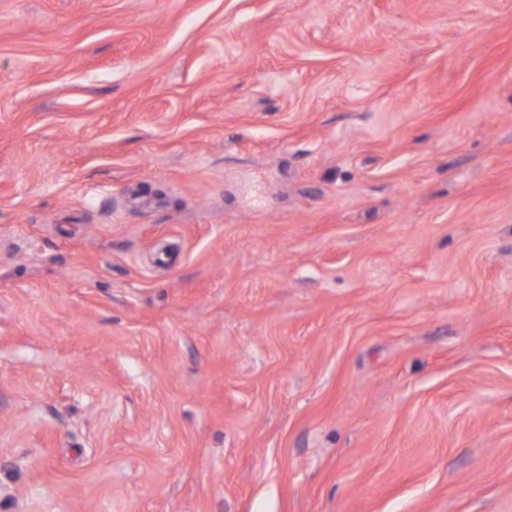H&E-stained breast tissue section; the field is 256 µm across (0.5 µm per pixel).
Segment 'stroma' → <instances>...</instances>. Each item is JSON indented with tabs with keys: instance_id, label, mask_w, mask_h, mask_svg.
Masks as SVG:
<instances>
[{
	"instance_id": "35a3bbf8",
	"label": "stroma",
	"mask_w": 512,
	"mask_h": 512,
	"mask_svg": "<svg viewBox=\"0 0 512 512\" xmlns=\"http://www.w3.org/2000/svg\"><path fill=\"white\" fill-rule=\"evenodd\" d=\"M0 512H512V0H0Z\"/></svg>"
}]
</instances>
